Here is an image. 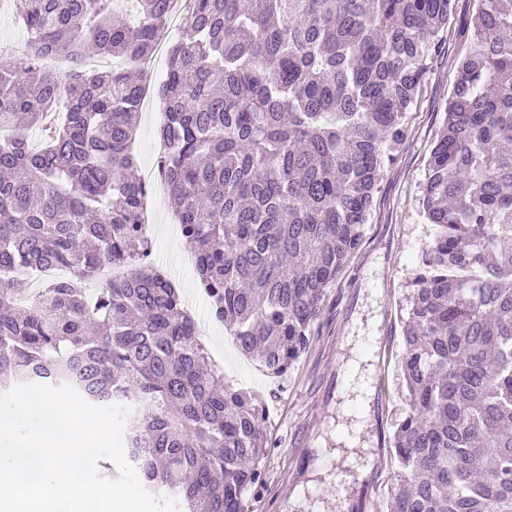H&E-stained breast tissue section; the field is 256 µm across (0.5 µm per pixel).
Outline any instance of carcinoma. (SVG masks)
<instances>
[{
	"mask_svg": "<svg viewBox=\"0 0 512 512\" xmlns=\"http://www.w3.org/2000/svg\"><path fill=\"white\" fill-rule=\"evenodd\" d=\"M12 2L30 50L0 56V391L127 405L147 488L245 512L265 409L205 369L152 265L130 150L176 0ZM451 2L190 0L157 89L159 171L215 317L274 378L362 244ZM466 39L419 198L433 234L402 320L386 512H512V0H479ZM111 265L127 276L89 299Z\"/></svg>",
	"mask_w": 512,
	"mask_h": 512,
	"instance_id": "obj_1",
	"label": "carcinoma"
}]
</instances>
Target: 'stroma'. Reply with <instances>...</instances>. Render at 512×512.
<instances>
[{
    "label": "stroma",
    "instance_id": "stroma-1",
    "mask_svg": "<svg viewBox=\"0 0 512 512\" xmlns=\"http://www.w3.org/2000/svg\"><path fill=\"white\" fill-rule=\"evenodd\" d=\"M477 0H454L443 52L432 59L408 134L384 171L363 242L329 289L309 350L285 379L267 376L240 354L217 321L186 248L175 230L173 203L156 170L161 151L158 105L143 107L134 143L141 177L150 179L155 223L153 262L179 289L187 310L204 326L212 358L223 360L229 383L254 392L267 410L270 448L266 484L246 500L247 512H361L362 483L349 495L329 493L330 465L366 472L378 447L389 446L391 418L400 404L396 380L402 307L421 250L432 235L418 213L430 150L443 127L448 95L469 43L460 30L471 24ZM390 401L377 407L378 394Z\"/></svg>",
    "mask_w": 512,
    "mask_h": 512
}]
</instances>
